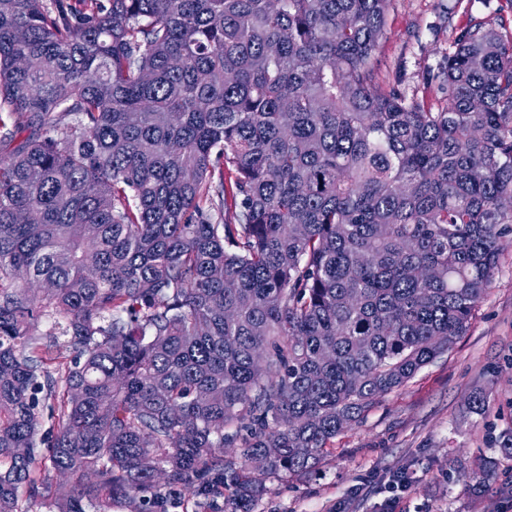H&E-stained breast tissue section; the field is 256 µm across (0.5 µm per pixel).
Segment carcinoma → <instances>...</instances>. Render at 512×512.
I'll list each match as a JSON object with an SVG mask.
<instances>
[{"label": "carcinoma", "instance_id": "1", "mask_svg": "<svg viewBox=\"0 0 512 512\" xmlns=\"http://www.w3.org/2000/svg\"><path fill=\"white\" fill-rule=\"evenodd\" d=\"M390 2L0 0V512H253L467 331L512 33L460 26L436 109L375 79ZM165 512H203V511H223L224 503L222 499H218L213 505L209 508H203L198 504V501L192 499L186 492L182 491H171L166 492L165 503H164ZM224 512V511H223Z\"/></svg>", "mask_w": 512, "mask_h": 512}]
</instances>
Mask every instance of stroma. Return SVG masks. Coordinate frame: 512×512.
Wrapping results in <instances>:
<instances>
[{"label":"stroma","instance_id":"obj_1","mask_svg":"<svg viewBox=\"0 0 512 512\" xmlns=\"http://www.w3.org/2000/svg\"><path fill=\"white\" fill-rule=\"evenodd\" d=\"M501 17L507 0H392L387 38L374 62L377 79L406 97L440 105V76L455 28L466 18ZM483 413L469 412L475 392ZM512 427V245L467 332L448 353L385 397L361 424L344 430L319 465L299 478H272L253 512H380L398 497L397 512H505L512 506V461L496 437ZM497 465L473 480L484 459ZM405 487H396L397 479Z\"/></svg>","mask_w":512,"mask_h":512}]
</instances>
